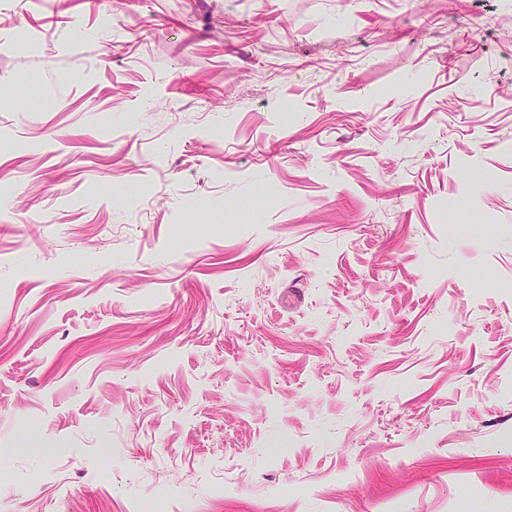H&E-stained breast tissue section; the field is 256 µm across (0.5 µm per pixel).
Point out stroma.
<instances>
[{"label":"stroma","instance_id":"obj_1","mask_svg":"<svg viewBox=\"0 0 512 512\" xmlns=\"http://www.w3.org/2000/svg\"><path fill=\"white\" fill-rule=\"evenodd\" d=\"M0 512H512V0H0Z\"/></svg>","mask_w":512,"mask_h":512}]
</instances>
